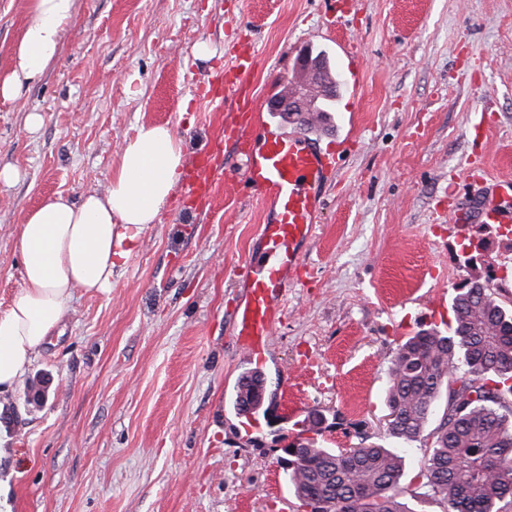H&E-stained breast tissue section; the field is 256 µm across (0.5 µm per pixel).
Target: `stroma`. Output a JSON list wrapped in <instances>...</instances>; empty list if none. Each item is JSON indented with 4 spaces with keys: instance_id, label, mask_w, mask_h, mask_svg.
Listing matches in <instances>:
<instances>
[{
    "instance_id": "35a3bbf8",
    "label": "stroma",
    "mask_w": 512,
    "mask_h": 512,
    "mask_svg": "<svg viewBox=\"0 0 512 512\" xmlns=\"http://www.w3.org/2000/svg\"><path fill=\"white\" fill-rule=\"evenodd\" d=\"M350 2L332 26V0H75L41 80L0 99V168L18 172L0 182L2 309L22 286L25 215L102 190L124 138L165 124L186 165L210 152L220 107L194 79L254 51L255 100L289 131L270 103L305 51L334 70L345 45L366 60L358 92L340 89L311 132L339 142L340 160L266 347L270 424L245 436L234 407L252 365L231 316L264 208L228 148L234 191L210 206L169 202L111 291L76 292L22 386L0 395V512H280L295 497L285 450L310 414L327 424L319 446L394 447L389 366L406 337L446 330L466 257L502 279L512 305V234L456 223L451 208L481 176L512 179V0ZM29 20L27 0H0L1 75ZM404 456L402 502L446 512L419 494V443Z\"/></svg>"
}]
</instances>
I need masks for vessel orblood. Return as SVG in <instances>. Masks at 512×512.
<instances>
[{"label":"vessel or blood","mask_w":512,"mask_h":512,"mask_svg":"<svg viewBox=\"0 0 512 512\" xmlns=\"http://www.w3.org/2000/svg\"><path fill=\"white\" fill-rule=\"evenodd\" d=\"M255 69L250 51L235 54L229 64L210 73L209 87H226L236 112L251 110L245 89ZM222 136L244 159L248 184L266 209L261 226V246L253 251L241 272L247 291L233 314L234 336L246 359L255 367L264 363V347L282 311L291 275L301 264L300 245L312 237L321 192L331 179L336 156L319 140L301 132H284L272 124L239 120L225 123ZM217 170L201 164L195 178L186 184L188 195L211 200ZM511 180L489 179L478 186V209L469 203L455 205L461 217H474L482 224L512 223L495 199L511 191Z\"/></svg>","instance_id":"b4317fda"}]
</instances>
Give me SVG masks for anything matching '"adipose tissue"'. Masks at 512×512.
Listing matches in <instances>:
<instances>
[{
    "label": "adipose tissue",
    "instance_id": "adipose-tissue-1",
    "mask_svg": "<svg viewBox=\"0 0 512 512\" xmlns=\"http://www.w3.org/2000/svg\"><path fill=\"white\" fill-rule=\"evenodd\" d=\"M32 19L15 48L0 97H18L56 58L74 0H28ZM180 138L163 124L124 138L104 191L60 194L28 213L18 227L22 289L0 311V392L19 387L37 352L61 324L76 291L107 292L112 273L157 223L183 170Z\"/></svg>",
    "mask_w": 512,
    "mask_h": 512
}]
</instances>
